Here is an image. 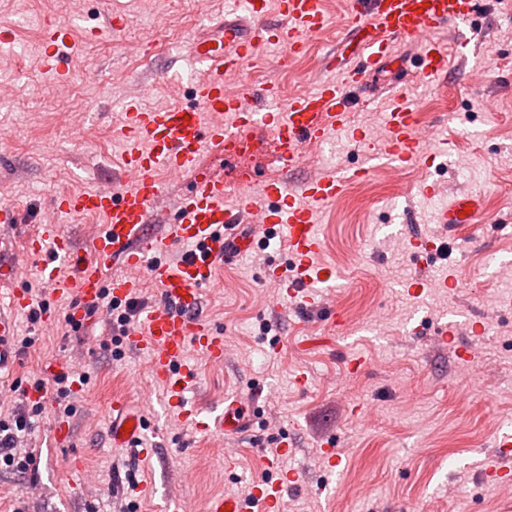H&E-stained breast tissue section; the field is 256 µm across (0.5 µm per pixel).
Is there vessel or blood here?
<instances>
[{
    "instance_id": "1",
    "label": "vessel or blood",
    "mask_w": 512,
    "mask_h": 512,
    "mask_svg": "<svg viewBox=\"0 0 512 512\" xmlns=\"http://www.w3.org/2000/svg\"><path fill=\"white\" fill-rule=\"evenodd\" d=\"M234 2L239 18L225 22L220 36L199 38L193 45V57L206 72L195 85L196 107L175 104L142 110L132 103L115 128V135L124 142L128 186L117 189L107 184L55 196L52 205L57 215L101 217L91 256L75 255L60 224L53 221L43 223L26 244H18L7 231L18 222V214L11 207L0 206V287L9 289L8 307L0 309V372L12 370L17 361L14 315L32 303L31 293L13 286L21 256H60L67 272L48 263L42 276L53 295L74 297L69 316L75 323L84 322L104 296L115 300L135 296L143 278L158 285L161 306L146 310L141 323L128 330V341L149 357L154 379L166 388L171 402L182 406L183 417H190V410L183 407L184 393L196 368L187 361V350H202L214 362L224 359L223 335L197 314L199 290L213 285L217 269L242 258L253 244L252 239L239 237L233 248H225L226 232L261 217L270 236L284 237L288 243L289 261L269 269V283L292 298L305 288H331L332 269L315 263L324 249L316 218L344 196L352 179L365 176L367 170L339 171L297 185L243 177L234 191L223 178L201 175L172 209L166 205L164 177L174 178L192 168L210 145H231L258 128L271 131L279 146L281 168L287 172L302 165L306 147L326 143L333 131H344L358 144H366L352 95L371 71L397 62L398 41L417 43V78L429 84L440 83L449 66L477 51L466 35L446 45L436 34L444 27L471 22L481 0H345L347 23L356 44L342 62H328L327 76L312 90L287 97L272 83L245 84L230 94L225 90V75L241 73L250 59L272 46L281 48V62L291 61L328 24L323 0H276L272 12L259 0ZM42 42L47 69L53 72L56 85H64L61 48L69 42L67 27L56 20L47 21ZM410 95V88L403 86L391 96L385 113L384 146L367 151L368 160L400 170L417 163L431 148L447 153V140L435 144L422 137ZM436 219L447 225L452 235L461 224L493 221L479 199L470 194L452 197ZM158 222L166 224L165 232L155 230ZM178 244L186 248L183 257L169 260ZM435 250L434 241L423 236L407 241L409 255L421 268L429 266ZM117 264L124 272L111 276ZM239 407V402H231L215 417L220 432L239 430ZM143 427L140 414L125 404L113 403V446L138 448ZM291 479V474L283 472L256 487L252 497L216 498L208 512H279L283 487Z\"/></svg>"
}]
</instances>
